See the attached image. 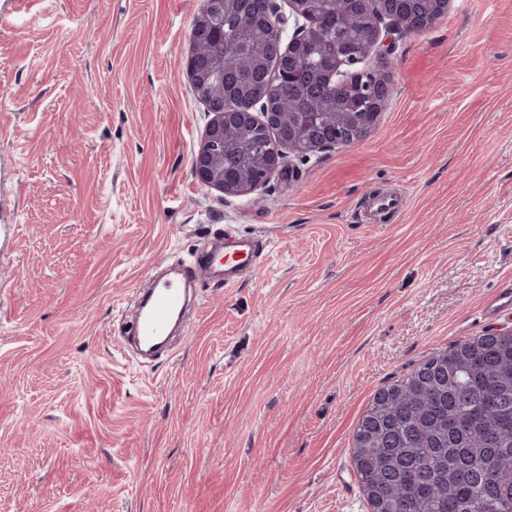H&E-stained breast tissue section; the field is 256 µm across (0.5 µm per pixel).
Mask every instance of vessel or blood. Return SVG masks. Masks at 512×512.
Masks as SVG:
<instances>
[{
	"label": "vessel or blood",
	"mask_w": 512,
	"mask_h": 512,
	"mask_svg": "<svg viewBox=\"0 0 512 512\" xmlns=\"http://www.w3.org/2000/svg\"><path fill=\"white\" fill-rule=\"evenodd\" d=\"M224 249L208 253L186 268L187 279L199 284L235 287L237 273L252 262L254 242L225 230ZM186 292L180 282L167 280L158 283L140 302V311L131 331L139 344L150 347L166 336L173 317L182 310Z\"/></svg>",
	"instance_id": "1"
}]
</instances>
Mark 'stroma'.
Returning a JSON list of instances; mask_svg holds the SVG:
<instances>
[{"label": "stroma", "instance_id": "obj_1", "mask_svg": "<svg viewBox=\"0 0 512 512\" xmlns=\"http://www.w3.org/2000/svg\"><path fill=\"white\" fill-rule=\"evenodd\" d=\"M199 4L0 0V512H370L371 398L512 328V0H452L364 142L240 197L191 167ZM228 224L255 269L142 362L135 293Z\"/></svg>", "mask_w": 512, "mask_h": 512}]
</instances>
